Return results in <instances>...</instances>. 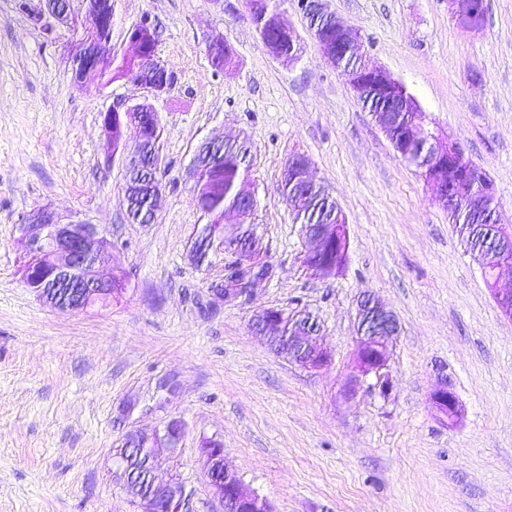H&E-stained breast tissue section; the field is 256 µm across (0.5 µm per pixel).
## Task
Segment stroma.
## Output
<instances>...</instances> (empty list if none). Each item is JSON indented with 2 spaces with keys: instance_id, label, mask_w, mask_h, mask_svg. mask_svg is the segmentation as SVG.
<instances>
[{
  "instance_id": "1",
  "label": "stroma",
  "mask_w": 512,
  "mask_h": 512,
  "mask_svg": "<svg viewBox=\"0 0 512 512\" xmlns=\"http://www.w3.org/2000/svg\"><path fill=\"white\" fill-rule=\"evenodd\" d=\"M305 44L288 64L262 45L248 0H114L112 52L149 18L166 95L120 78L73 82L67 27L46 37L0 0V512H138L113 450L173 418L185 435L161 477L190 490L189 512H222L200 461L224 445L246 492L272 512H512V319L499 311L448 211L401 159L336 67L319 53L296 0H275ZM360 51L406 85L444 136L483 168L512 225V0H487L465 30L448 0H323ZM232 50L212 67L207 43ZM150 100L161 127L156 218H126V151H111L101 114ZM251 145L250 217L275 268L249 297L213 295L225 255L197 267L190 240L205 218L191 160L208 137ZM343 211L349 256L325 280L306 274L310 246L281 194L288 158ZM102 225L118 302L61 312L26 287L18 227L34 207ZM378 297L400 323L392 389L341 395L355 348V304ZM304 306L323 325L330 364L308 371L251 328L255 309ZM451 385L456 425L430 396Z\"/></svg>"
}]
</instances>
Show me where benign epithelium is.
I'll return each mask as SVG.
<instances>
[{
	"label": "benign epithelium",
	"mask_w": 512,
	"mask_h": 512,
	"mask_svg": "<svg viewBox=\"0 0 512 512\" xmlns=\"http://www.w3.org/2000/svg\"><path fill=\"white\" fill-rule=\"evenodd\" d=\"M89 25L84 27L82 34L72 45L74 63L73 79L78 87H83L89 80L112 78V0H83ZM20 7L27 12L31 21L46 34L52 35L57 26L74 27L77 17L66 0H38L33 5L23 0ZM313 12L316 17L329 22L336 31V40L324 37V32L314 31L316 46L322 57L334 67H339L342 55L351 54L359 49V43L352 36L350 29L327 12L321 0H312ZM448 11L456 22L469 30L478 26L470 21V0H448ZM133 46V54L129 56L136 64V69L126 78L140 85L152 95L166 94L172 87L166 79L158 77L147 65L145 47L139 36H129ZM352 90L361 94L370 88L379 96L392 104L402 106V111L413 112L416 118L394 137L391 145L394 151L405 161L412 159L416 147L420 143L427 144L425 155L424 180L436 191V198L448 206L461 205L472 201L473 195L468 192L461 195L460 188L467 185L471 188L480 185L484 195H494L492 184L486 172L474 173L471 168H459L455 164L459 154V146L455 141H448V147L439 150L434 142L436 135L429 128L425 119L418 118L422 108L407 87L395 79L384 69L371 67L364 61H358L354 71L341 72ZM124 119L128 132L137 136L141 132V123L157 121V115L147 103L122 104L102 113V129L107 141H112V125L115 119ZM309 159L296 154L288 161V175L293 179L309 178ZM240 196L247 202L237 216L226 221V238L234 240L240 227L247 224L255 201L253 193L242 184ZM149 194L152 204H157L160 185L157 179L144 178L125 179V197ZM20 241L28 255L23 267L22 278L36 297L50 307L61 310L80 312L95 305L107 307L112 300L119 298L126 290V279L122 271L116 270L108 275L100 272L112 250V240L100 229L99 225L88 220H75L59 215L48 206L32 209L26 215L24 224L20 225ZM305 237L312 247L302 255V264L317 279H328L341 273L336 272L322 262L321 255L329 247H336V255L348 256L349 237L347 225H336L334 232L323 229L308 228ZM238 253L247 256L239 265V281L222 288L214 289L217 296L226 301L234 300L250 292L259 281L269 280L274 276V267L268 260L266 248L255 240L250 246L236 245ZM473 258L481 269L486 286L491 292L501 313L512 318V289L503 290L498 287L501 269L512 268V255L509 254L507 241H502L498 254L492 256L482 251L473 252ZM284 313L281 308L267 307L258 309L252 318V329L257 335L277 324ZM356 347L353 355V366L342 390L345 397L354 395L370 378L375 379L373 388L385 396L391 388L389 364L393 355L394 345L400 332V324L396 315L372 294H364L356 302ZM292 341H302L309 346L310 353L301 356H288V359L306 370H319L330 363L329 352L319 343L297 330V335L290 337ZM433 408L448 418V424H455L461 416L459 401L448 381L441 382L431 394ZM185 434V426L179 419H172L161 430L146 432L136 430L127 435L128 446L139 443L159 467L163 459L170 457L176 450ZM200 458L207 474L223 471V478L210 480L214 494L225 512H271L269 502L255 494H247L237 472L224 459L222 444L204 440L199 448ZM139 499L140 512H161L160 506L168 507V512H187L189 497L180 482L171 479L167 482L153 478L150 491L146 494L136 493Z\"/></svg>",
	"instance_id": "benign-epithelium-1"
}]
</instances>
